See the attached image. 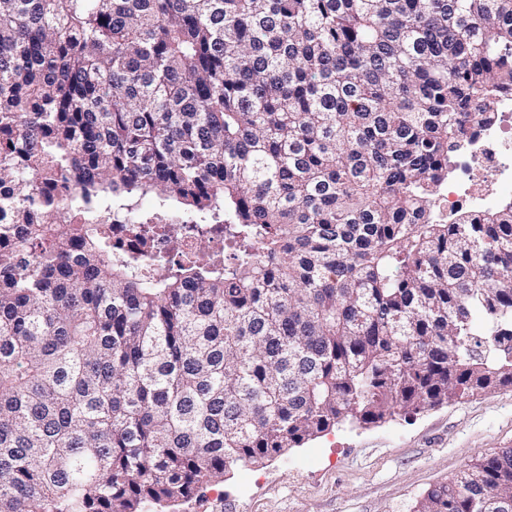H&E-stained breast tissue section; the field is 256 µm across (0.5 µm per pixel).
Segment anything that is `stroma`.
Masks as SVG:
<instances>
[{"mask_svg":"<svg viewBox=\"0 0 512 512\" xmlns=\"http://www.w3.org/2000/svg\"><path fill=\"white\" fill-rule=\"evenodd\" d=\"M508 447L512 386L378 426H337L233 471L178 512H411L427 489Z\"/></svg>","mask_w":512,"mask_h":512,"instance_id":"obj_1","label":"stroma"}]
</instances>
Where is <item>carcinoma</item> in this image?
Wrapping results in <instances>:
<instances>
[{
  "label": "carcinoma",
  "mask_w": 512,
  "mask_h": 512,
  "mask_svg": "<svg viewBox=\"0 0 512 512\" xmlns=\"http://www.w3.org/2000/svg\"><path fill=\"white\" fill-rule=\"evenodd\" d=\"M510 93L512 0H0V512H154L512 386V200L438 218ZM172 217L224 256L112 251ZM413 512H512V448ZM134 226H136V224L112 225V251L119 248L128 255H137L138 241Z\"/></svg>",
  "instance_id": "1"
}]
</instances>
